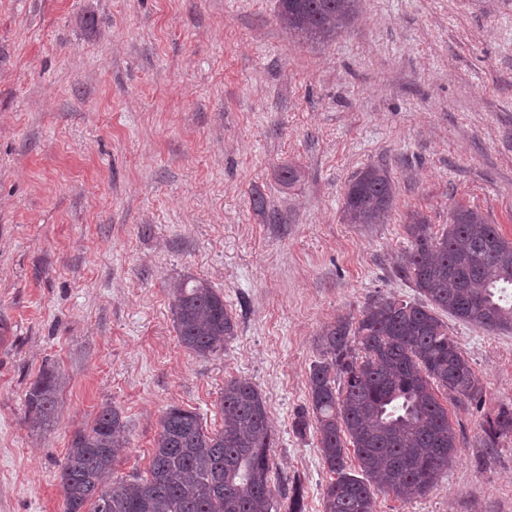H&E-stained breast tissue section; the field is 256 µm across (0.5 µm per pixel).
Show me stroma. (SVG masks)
Instances as JSON below:
<instances>
[{
	"label": "stroma",
	"instance_id": "1",
	"mask_svg": "<svg viewBox=\"0 0 512 512\" xmlns=\"http://www.w3.org/2000/svg\"><path fill=\"white\" fill-rule=\"evenodd\" d=\"M277 0H0V512H63L73 432L118 407L115 476L145 472L166 408L222 425L224 382L266 400L271 478L324 512L315 430L298 436L319 335L374 299L416 300L392 269L410 212L434 231L479 210L512 240V0H362L325 44L291 38ZM386 164L380 224L344 193ZM300 179L279 180L282 168ZM266 201L265 213L251 203ZM223 291L238 332L202 358L178 341L168 285ZM483 385L449 404L458 454L423 497L376 512H512V438L483 425L512 401V333L452 319ZM68 379L32 429L38 373ZM396 186L383 164L369 165L348 183L343 213L349 224H379L392 207Z\"/></svg>",
	"mask_w": 512,
	"mask_h": 512
}]
</instances>
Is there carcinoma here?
Here are the masks:
<instances>
[{"label":"carcinoma","mask_w":512,"mask_h":512,"mask_svg":"<svg viewBox=\"0 0 512 512\" xmlns=\"http://www.w3.org/2000/svg\"><path fill=\"white\" fill-rule=\"evenodd\" d=\"M358 0H277V17L307 40H328L353 23ZM396 186L383 164L348 183L343 213L351 224H378ZM408 244L395 275L423 297H383L356 321L338 319L321 334L322 358L309 373L310 408L293 422L310 426L332 475L324 512H374L379 492L411 500L425 495L458 453L456 433L436 391L454 401H479L482 385L438 311L489 332H512V241L476 210L458 207L441 233L418 212L405 225ZM180 343L206 357L237 335L224 294L186 278L170 289ZM63 378L46 368L25 395L28 419L51 418ZM224 427L209 431L199 415L166 409L146 475L112 479L127 423L104 407L76 430L59 475L64 512H278L271 485L273 447L266 401L251 383L228 379L220 399ZM488 447L512 437V403L485 428ZM361 475L351 472L349 455Z\"/></svg>","instance_id":"obj_1"}]
</instances>
